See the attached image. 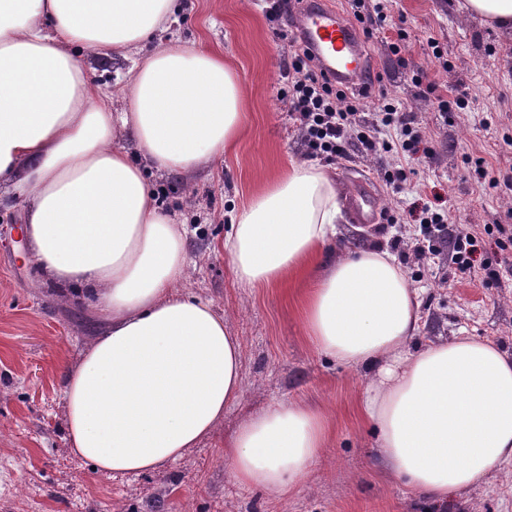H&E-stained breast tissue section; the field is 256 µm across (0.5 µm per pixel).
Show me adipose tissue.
<instances>
[{"mask_svg": "<svg viewBox=\"0 0 512 512\" xmlns=\"http://www.w3.org/2000/svg\"><path fill=\"white\" fill-rule=\"evenodd\" d=\"M179 8L0 0V183L26 198L23 235L39 271L85 296L100 326L66 371L62 399L74 452L116 474L176 461L242 395L240 343L211 301L178 292L186 229L146 179L211 163L243 128V89L223 57L157 42ZM80 49L132 57L125 110L100 96ZM120 133L138 155L115 145ZM338 197L323 167L296 164L231 213L224 250L239 282L267 287L323 260ZM323 262L306 330L319 352L367 370L360 411L384 467L443 501L512 466V355L470 336L417 344L419 295L388 250ZM325 448L320 413L278 402L240 426L226 459L241 485L285 496Z\"/></svg>", "mask_w": 512, "mask_h": 512, "instance_id": "ef3b65f1", "label": "adipose tissue"}]
</instances>
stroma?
<instances>
[{
  "label": "stroma",
  "mask_w": 512,
  "mask_h": 512,
  "mask_svg": "<svg viewBox=\"0 0 512 512\" xmlns=\"http://www.w3.org/2000/svg\"><path fill=\"white\" fill-rule=\"evenodd\" d=\"M461 0H395L383 25L370 26L369 67L387 97L414 117L423 151L368 152L347 158L311 154L288 111V40L276 38L268 0H182L172 34L223 55L243 88L245 121L235 147L191 174L149 171L158 203L186 224L190 261L180 292L211 301L241 341L242 397L224 411L212 438L186 449L162 470L111 474L94 470L69 446L62 373L76 365L99 327L70 288L43 278L22 235L24 199L0 186V512H512V470L440 503L383 469L379 439L356 405L364 369L317 352L302 302L318 272L281 285L240 284L222 242L229 213L291 162L312 161L342 191L343 218L329 249L354 245L394 253L421 301V341L467 334L512 355V248L501 249L497 224L512 225V161L496 144L512 141V31L462 11ZM400 54H393L392 43ZM79 63L102 94L119 100L131 63L86 50ZM464 94L463 108L438 111L434 99ZM409 172L393 184L396 169ZM370 182L381 201L378 223L360 221L350 193ZM442 209L449 227L417 258L424 205ZM474 236L475 267L500 269L485 282L460 272L453 242ZM302 402L322 414L327 448L295 491L258 493L231 476L224 451L249 417L277 402Z\"/></svg>",
  "instance_id": "stroma-1"
}]
</instances>
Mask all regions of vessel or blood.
I'll return each mask as SVG.
<instances>
[{"label": "vessel or blood", "mask_w": 512, "mask_h": 512, "mask_svg": "<svg viewBox=\"0 0 512 512\" xmlns=\"http://www.w3.org/2000/svg\"><path fill=\"white\" fill-rule=\"evenodd\" d=\"M294 29L332 83L349 86L363 81L367 59L362 35L339 11L327 6L324 0H310L297 17ZM353 202L364 221L378 220L380 211L367 187L354 190Z\"/></svg>", "instance_id": "b4317fda"}]
</instances>
